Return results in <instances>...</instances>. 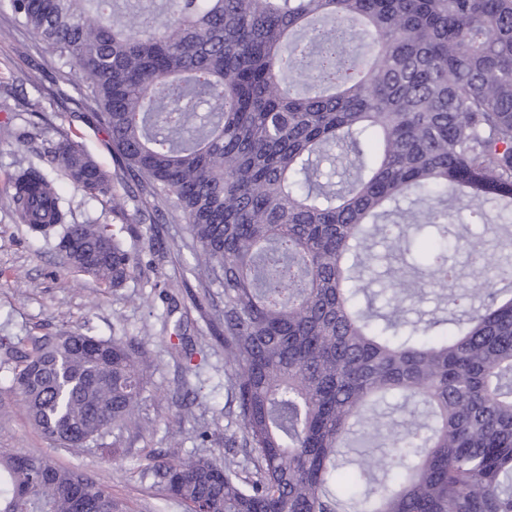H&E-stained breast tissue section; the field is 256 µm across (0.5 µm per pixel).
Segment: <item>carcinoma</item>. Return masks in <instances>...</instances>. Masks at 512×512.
Instances as JSON below:
<instances>
[{"mask_svg":"<svg viewBox=\"0 0 512 512\" xmlns=\"http://www.w3.org/2000/svg\"><path fill=\"white\" fill-rule=\"evenodd\" d=\"M14 20L77 70L142 205L181 218L202 297L224 289V375L245 462L156 470L187 512H512V265L479 306L423 327L373 308L359 273L378 236L425 283L459 276L512 221V0H171L112 16V0H7ZM360 24L365 52L348 60ZM345 148L347 188L316 163ZM52 163L86 193L109 175L62 141ZM35 235L114 288L137 268L105 224H76L39 169L12 178ZM489 200L448 237V198ZM143 359L122 339L29 336L12 388L62 448L114 457L141 422ZM385 428L353 485L338 470L354 427ZM112 443H105L106 437ZM125 512L103 483L38 453L0 452V512ZM475 204H481L482 207L488 211H493V204L490 202L478 203V202H468L467 199H464L461 202H455V207L459 208L460 215L464 220V224H456L449 227V231L451 234H463V235H482L484 232V225L482 224H470L468 223V213L469 209Z\"/></svg>","mask_w":512,"mask_h":512,"instance_id":"cac0c4a2","label":"carcinoma"}]
</instances>
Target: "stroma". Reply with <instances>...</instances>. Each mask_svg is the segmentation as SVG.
Returning a JSON list of instances; mask_svg holds the SVG:
<instances>
[{
    "label": "stroma",
    "instance_id": "1",
    "mask_svg": "<svg viewBox=\"0 0 512 512\" xmlns=\"http://www.w3.org/2000/svg\"><path fill=\"white\" fill-rule=\"evenodd\" d=\"M80 87L78 72H60L51 49L0 8V336L16 342L78 329L145 347L152 373L143 391L142 415L151 427L125 432V453L114 459L54 447L32 426L11 387L0 348V449L47 454L61 466L80 468L108 486L129 512H184L159 482L155 465L198 456L245 458L243 449L224 446V412L233 396L224 378L222 328L211 320L212 306L223 302L224 291L216 288L211 299H198L183 221L158 218L137 201L92 117L95 104L83 98ZM64 138L109 173L111 193L87 195L58 173L48 152ZM30 165L50 177L74 222L106 224L118 234L138 260L133 279L110 287L68 267L55 237L31 236L10 187L11 175ZM454 261L458 279L445 288H421L420 303L408 308L411 320L454 316L449 295L474 292L486 274L512 263V252L492 245L484 255L461 253ZM180 337L193 350L190 382L198 398L190 421L178 430L174 422L181 407L175 390L182 371L170 351Z\"/></svg>",
    "mask_w": 512,
    "mask_h": 512
}]
</instances>
